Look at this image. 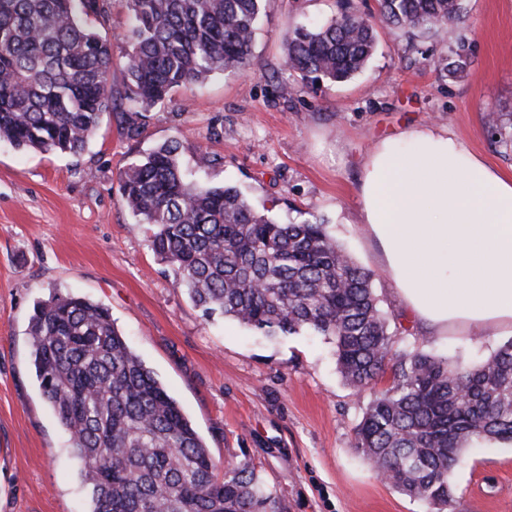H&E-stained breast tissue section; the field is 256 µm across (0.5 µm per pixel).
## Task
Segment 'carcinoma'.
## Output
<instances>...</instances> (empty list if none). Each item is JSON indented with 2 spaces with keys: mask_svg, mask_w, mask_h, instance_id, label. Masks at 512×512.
<instances>
[{
  "mask_svg": "<svg viewBox=\"0 0 512 512\" xmlns=\"http://www.w3.org/2000/svg\"><path fill=\"white\" fill-rule=\"evenodd\" d=\"M263 0H124L122 88L112 85V42L87 23L112 0H0V140L20 151L81 154L121 101L148 111L216 73L253 67ZM465 0H377L349 6L283 36L279 89L344 82L377 47V24L420 37L463 17ZM468 63L465 47L443 70ZM487 123L512 153V120ZM179 144L164 143L120 175L122 202L149 224L150 249L209 318L263 336H322L355 392H374L355 427L356 447L401 494L447 512L452 471L475 439L512 442V340L478 364L393 348L375 274L356 264L313 209L282 223L233 186L186 180ZM30 357L43 395L69 437L89 512H276L254 469L219 465L177 401L128 346L102 304L55 293L29 322Z\"/></svg>",
  "mask_w": 512,
  "mask_h": 512,
  "instance_id": "1",
  "label": "carcinoma"
}]
</instances>
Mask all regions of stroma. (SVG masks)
<instances>
[{
	"label": "stroma",
	"mask_w": 512,
	"mask_h": 512,
	"mask_svg": "<svg viewBox=\"0 0 512 512\" xmlns=\"http://www.w3.org/2000/svg\"><path fill=\"white\" fill-rule=\"evenodd\" d=\"M463 21L420 42L380 27L366 69L346 82L281 96L282 36L288 25L324 20L336 0H264L254 68L215 74L149 111L105 114L86 149L19 151L0 141V512H88L68 437L29 363V319L60 291L107 306L130 347L164 383L218 463L248 465L278 512H430L398 493L356 448L368 396H356L319 336L268 340L237 323L205 319L173 284L172 268L148 245L121 199L119 175L166 141L178 140L188 178L237 187L252 206L284 221L315 209L361 266L394 348L411 347L474 364L505 335L436 336L407 314L357 221L356 164L381 137L408 124L451 128L467 147L512 173L486 124L512 113V0H466ZM114 39L112 83L121 86L130 25L122 0L92 18ZM471 46L467 69L442 62ZM139 128L135 137L125 122ZM212 163L195 165L198 151ZM448 512H512V446L470 448L453 471Z\"/></svg>",
	"instance_id": "1"
}]
</instances>
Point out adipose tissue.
I'll return each instance as SVG.
<instances>
[{"mask_svg": "<svg viewBox=\"0 0 512 512\" xmlns=\"http://www.w3.org/2000/svg\"><path fill=\"white\" fill-rule=\"evenodd\" d=\"M357 199L414 320L440 336L512 332V175L448 127L411 125L376 143Z\"/></svg>", "mask_w": 512, "mask_h": 512, "instance_id": "ef3b65f1", "label": "adipose tissue"}]
</instances>
